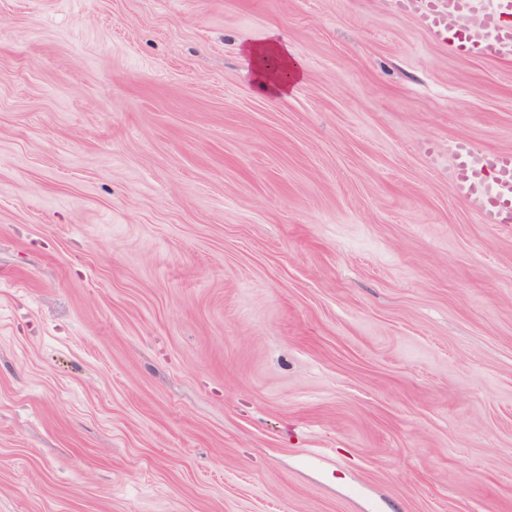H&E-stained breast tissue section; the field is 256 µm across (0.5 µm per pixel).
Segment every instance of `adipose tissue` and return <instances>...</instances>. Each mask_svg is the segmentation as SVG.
Returning a JSON list of instances; mask_svg holds the SVG:
<instances>
[{
	"mask_svg": "<svg viewBox=\"0 0 512 512\" xmlns=\"http://www.w3.org/2000/svg\"><path fill=\"white\" fill-rule=\"evenodd\" d=\"M243 55L253 87L269 97L287 96L303 76L301 62L293 56L287 38L280 33L271 32L259 39H246Z\"/></svg>",
	"mask_w": 512,
	"mask_h": 512,
	"instance_id": "ef3b65f1",
	"label": "adipose tissue"
}]
</instances>
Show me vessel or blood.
Masks as SVG:
<instances>
[{"instance_id":"b4317fda","label":"vessel or blood","mask_w":512,"mask_h":512,"mask_svg":"<svg viewBox=\"0 0 512 512\" xmlns=\"http://www.w3.org/2000/svg\"><path fill=\"white\" fill-rule=\"evenodd\" d=\"M423 23L462 57L512 52V0H427ZM455 195L486 224H512V152L479 150L460 140L451 147Z\"/></svg>"}]
</instances>
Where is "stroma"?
Here are the masks:
<instances>
[{
    "label": "stroma",
    "instance_id": "1",
    "mask_svg": "<svg viewBox=\"0 0 512 512\" xmlns=\"http://www.w3.org/2000/svg\"><path fill=\"white\" fill-rule=\"evenodd\" d=\"M458 140L512 151V57L399 0H0V512H512ZM243 55L253 87L271 98L287 96L303 77L301 62L292 55L288 39L278 32H270L260 39H246Z\"/></svg>",
    "mask_w": 512,
    "mask_h": 512
}]
</instances>
